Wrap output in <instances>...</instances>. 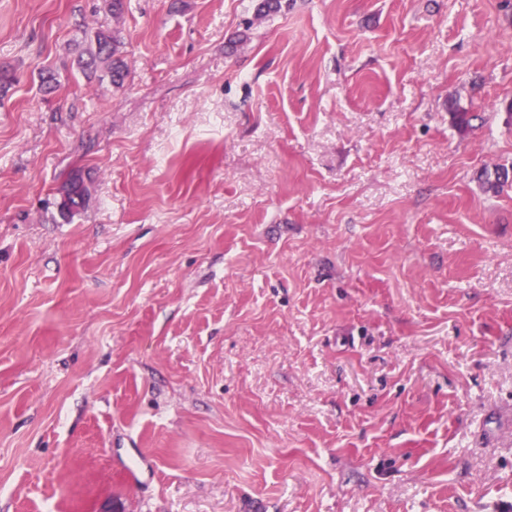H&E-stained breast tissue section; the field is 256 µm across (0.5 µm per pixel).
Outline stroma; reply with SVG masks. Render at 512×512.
<instances>
[{
    "mask_svg": "<svg viewBox=\"0 0 512 512\" xmlns=\"http://www.w3.org/2000/svg\"><path fill=\"white\" fill-rule=\"evenodd\" d=\"M256 3L0 0V512H512V9ZM120 47L118 29H99L90 37L87 47L78 54L76 67L88 78L99 71L104 72L109 76L113 87L121 88L128 76V64ZM60 193L62 211L73 213L83 208L87 202L88 190L81 173L71 172L62 183Z\"/></svg>",
    "mask_w": 512,
    "mask_h": 512,
    "instance_id": "stroma-1",
    "label": "stroma"
}]
</instances>
